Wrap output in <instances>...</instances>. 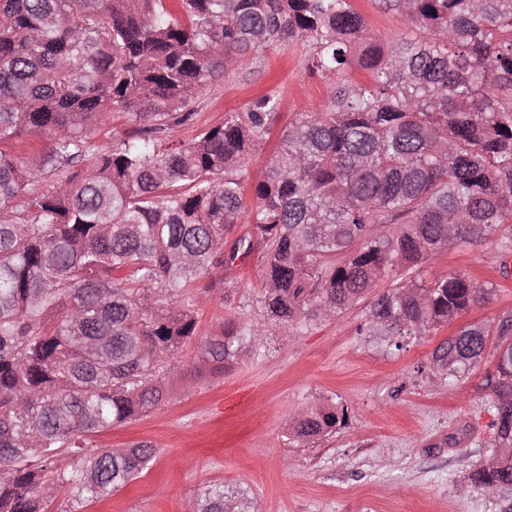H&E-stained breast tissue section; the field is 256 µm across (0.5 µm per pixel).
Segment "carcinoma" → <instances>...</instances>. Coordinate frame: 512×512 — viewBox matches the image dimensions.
Instances as JSON below:
<instances>
[{"label": "carcinoma", "instance_id": "cac0c4a2", "mask_svg": "<svg viewBox=\"0 0 512 512\" xmlns=\"http://www.w3.org/2000/svg\"><path fill=\"white\" fill-rule=\"evenodd\" d=\"M0 0V512H76L136 478L157 448H91L90 438L166 399L165 377L197 334L193 302L160 304L213 266L265 254L261 307L291 330L370 297L368 328L391 345L453 320L490 289L465 275L424 282L450 242L512 227V0H373L413 36L372 32L353 0ZM302 43L333 81L325 109L293 122L245 201L242 168L277 99L254 100L195 139L160 149L207 83L261 47ZM356 65L369 75L354 82ZM138 124L88 157L100 116ZM48 131L25 164L4 146ZM63 167L68 178L15 200ZM256 237L228 239L243 219ZM498 336L485 388L495 400L489 458L468 479L512 497V316L443 341L430 370L459 378ZM258 325L224 320L198 344L233 363ZM346 412L307 408L298 445ZM66 452L80 466H55ZM190 512H241L221 485Z\"/></svg>", "mask_w": 512, "mask_h": 512}]
</instances>
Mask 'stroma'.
Here are the masks:
<instances>
[{"label": "stroma", "mask_w": 512, "mask_h": 512, "mask_svg": "<svg viewBox=\"0 0 512 512\" xmlns=\"http://www.w3.org/2000/svg\"><path fill=\"white\" fill-rule=\"evenodd\" d=\"M307 60L301 44L248 54L203 87L191 103L192 121L168 130L166 143L191 141L256 98L275 96V123L243 170L245 187H252L288 125L324 108L328 84L310 74ZM511 237L504 226L481 242L449 245L423 264L424 281L460 273L492 292L399 351L388 337L367 333L364 302L289 334L267 324L265 335L248 339L223 370L202 362L189 343L165 403L94 438L100 448L149 441L156 456L136 479L84 502L81 512H188L210 483L223 484L247 512H501L502 502L468 479L492 442L496 409L484 384L493 355L454 381L426 367L443 340L512 315ZM263 266L255 252L232 268L210 269L202 285L187 289L197 302L199 336L219 335L228 318L261 321ZM208 282L233 288L231 303L205 291ZM322 404L346 408L345 424L306 445L290 444L289 418Z\"/></svg>", "instance_id": "1"}]
</instances>
